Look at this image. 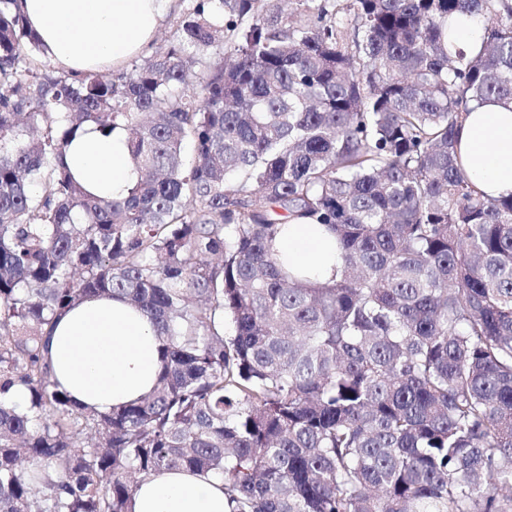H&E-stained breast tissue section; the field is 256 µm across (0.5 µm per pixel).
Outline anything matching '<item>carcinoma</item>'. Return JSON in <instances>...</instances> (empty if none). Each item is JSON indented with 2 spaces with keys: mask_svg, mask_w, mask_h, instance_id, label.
Instances as JSON below:
<instances>
[{
  "mask_svg": "<svg viewBox=\"0 0 512 512\" xmlns=\"http://www.w3.org/2000/svg\"><path fill=\"white\" fill-rule=\"evenodd\" d=\"M189 2L105 78L50 68L0 0V512H129L164 468L229 512H512V195L457 161L473 104L512 102V0ZM457 13L480 47L450 49ZM89 124L126 132L124 198L65 162ZM286 218L336 235L339 279L288 270ZM97 295L164 355L107 412L48 356Z\"/></svg>",
  "mask_w": 512,
  "mask_h": 512,
  "instance_id": "1",
  "label": "carcinoma"
}]
</instances>
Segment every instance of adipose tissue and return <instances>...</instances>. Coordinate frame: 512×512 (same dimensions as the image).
<instances>
[{
	"label": "adipose tissue",
	"instance_id": "obj_1",
	"mask_svg": "<svg viewBox=\"0 0 512 512\" xmlns=\"http://www.w3.org/2000/svg\"><path fill=\"white\" fill-rule=\"evenodd\" d=\"M175 0H18L45 54L80 75L120 67L145 51ZM458 151L466 173L489 197L512 194V104L488 102L465 118ZM127 138L91 131L72 141L67 162L84 188L122 198L138 181ZM296 275L318 282L341 268L336 236L320 224L288 221L274 241ZM53 379L82 407L99 411L150 394L162 369L161 344L148 318L117 296L89 297L55 322L49 343ZM132 512H227L222 483L183 470L142 480Z\"/></svg>",
	"mask_w": 512,
	"mask_h": 512
}]
</instances>
